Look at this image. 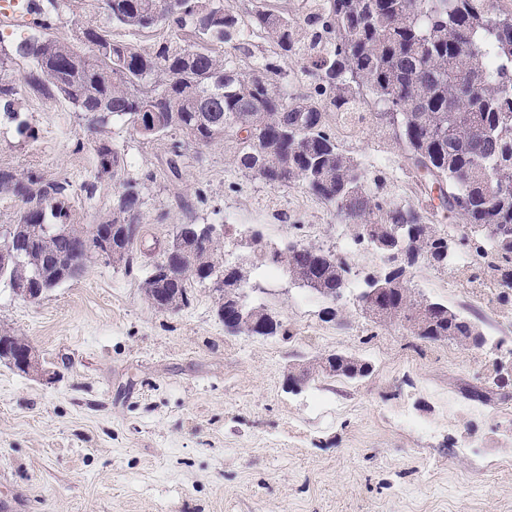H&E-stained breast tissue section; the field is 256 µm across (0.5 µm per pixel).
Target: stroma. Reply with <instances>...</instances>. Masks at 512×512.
Here are the masks:
<instances>
[{
    "instance_id": "35a3bbf8",
    "label": "stroma",
    "mask_w": 512,
    "mask_h": 512,
    "mask_svg": "<svg viewBox=\"0 0 512 512\" xmlns=\"http://www.w3.org/2000/svg\"><path fill=\"white\" fill-rule=\"evenodd\" d=\"M54 36L102 23L96 0H62ZM25 18L0 15V78L32 65L16 47ZM18 116L0 114V165L67 177L77 219L97 223L116 183L98 176L83 115L25 92ZM35 131L28 139L19 123ZM109 135L134 176H149L141 222L167 243L182 224L226 231L227 258L295 240L326 248L350 231L298 186L272 188L237 170L231 141L188 149L172 177L169 140L130 125ZM382 156L389 181L416 184L376 122L346 145ZM94 194H86V185ZM153 258L124 268L98 259L39 301L0 284V330L29 339L46 370L32 378L0 362V512H512V304L490 298L455 268L424 263L411 285L481 323L486 344L425 342L366 316L347 293L336 319L321 297L300 299L287 277L248 299L283 324L278 336L228 332L216 295L195 288L188 307L154 310L140 288ZM367 360L369 376H290L329 354ZM486 400L472 398V391ZM328 398L324 410L315 400Z\"/></svg>"
}]
</instances>
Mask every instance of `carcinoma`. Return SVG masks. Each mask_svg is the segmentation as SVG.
<instances>
[{
  "label": "carcinoma",
  "instance_id": "1",
  "mask_svg": "<svg viewBox=\"0 0 512 512\" xmlns=\"http://www.w3.org/2000/svg\"><path fill=\"white\" fill-rule=\"evenodd\" d=\"M30 0V35L16 53L33 67L0 80V110L13 119L19 95L30 91L62 100L90 118L97 175L119 181L100 225H129L116 246L121 264L133 265L142 238L145 182L125 172L107 127L123 121L146 139L172 138L170 171L185 144H236L234 167L273 188L298 185L350 227L354 244L383 255L392 312L377 319L398 324L427 342L472 336L478 325L466 313L410 287L408 264L457 265L453 234L427 222L422 207L403 197L383 173L373 176L345 149L341 135L361 131L366 116L401 151L417 181H426L440 206L465 220L463 239L479 257L468 280L512 289V11L496 0H306L301 17L260 0L238 10L225 0H101L102 27H77L73 38L52 35L57 0ZM150 32L167 28L185 39L148 48L116 41L111 29ZM260 33L270 52L249 70L236 52L244 32ZM228 50L219 53V48ZM497 60L494 68L485 59ZM301 58L313 83L308 93L287 88L282 63ZM74 188L66 177H44L0 167V197L23 207L15 214L17 238L27 256L0 267L11 290L42 273L46 290L60 286L59 268L105 251L89 239L94 226L77 221ZM224 235L172 240L142 280L145 300L159 312L190 304L192 288L211 286L229 319L263 315L250 305L243 269L224 258ZM288 278L334 302L348 289L336 266H349L315 244L289 243L263 255ZM368 362L352 358L340 375H369Z\"/></svg>",
  "mask_w": 512,
  "mask_h": 512
}]
</instances>
